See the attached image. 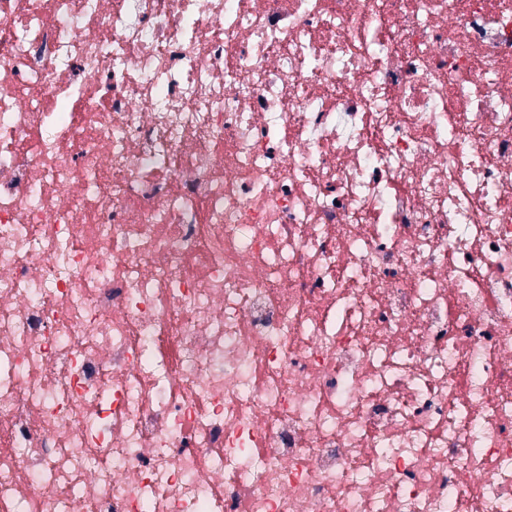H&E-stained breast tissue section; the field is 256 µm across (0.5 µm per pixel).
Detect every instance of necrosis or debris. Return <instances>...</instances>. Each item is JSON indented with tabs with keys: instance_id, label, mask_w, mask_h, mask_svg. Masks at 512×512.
I'll list each match as a JSON object with an SVG mask.
<instances>
[{
	"instance_id": "obj_1",
	"label": "necrosis or debris",
	"mask_w": 512,
	"mask_h": 512,
	"mask_svg": "<svg viewBox=\"0 0 512 512\" xmlns=\"http://www.w3.org/2000/svg\"><path fill=\"white\" fill-rule=\"evenodd\" d=\"M0 512H512V0H0Z\"/></svg>"
}]
</instances>
